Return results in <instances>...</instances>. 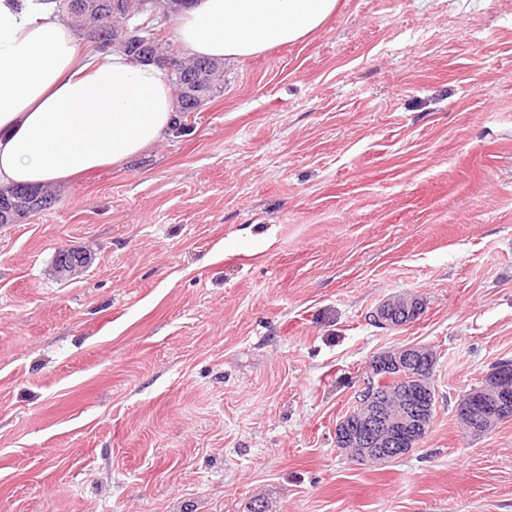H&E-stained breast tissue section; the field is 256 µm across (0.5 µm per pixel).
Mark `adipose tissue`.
Returning <instances> with one entry per match:
<instances>
[{
	"mask_svg": "<svg viewBox=\"0 0 512 512\" xmlns=\"http://www.w3.org/2000/svg\"><path fill=\"white\" fill-rule=\"evenodd\" d=\"M337 0H195L175 36L191 56L244 60L323 27ZM161 69L78 49L54 0H0V186H46L120 166L172 133Z\"/></svg>",
	"mask_w": 512,
	"mask_h": 512,
	"instance_id": "obj_1",
	"label": "adipose tissue"
}]
</instances>
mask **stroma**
Listing matches in <instances>:
<instances>
[{"mask_svg":"<svg viewBox=\"0 0 512 512\" xmlns=\"http://www.w3.org/2000/svg\"><path fill=\"white\" fill-rule=\"evenodd\" d=\"M191 119L0 224V512H512V419L455 416L512 361V0H338ZM412 344L433 424L356 464L336 423ZM400 303L403 315L396 319H389L387 316L388 307L383 306L372 311L370 314L372 317H369V319H372L381 328L395 329L418 320L424 312L422 303L416 297L404 298L400 300Z\"/></svg>","mask_w":512,"mask_h":512,"instance_id":"obj_1","label":"stroma"}]
</instances>
